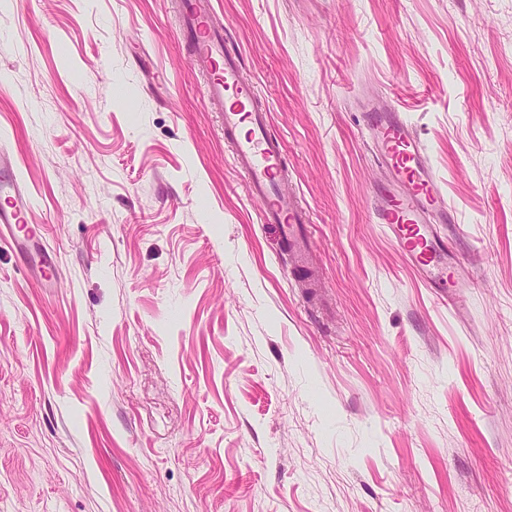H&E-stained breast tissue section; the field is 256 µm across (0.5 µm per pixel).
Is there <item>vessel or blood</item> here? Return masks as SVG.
<instances>
[{"label":"vessel or blood","mask_w":512,"mask_h":512,"mask_svg":"<svg viewBox=\"0 0 512 512\" xmlns=\"http://www.w3.org/2000/svg\"><path fill=\"white\" fill-rule=\"evenodd\" d=\"M175 5L180 17L177 35L188 43L194 67L207 77L204 100L221 116L224 138L233 146L234 166L260 203L264 223L279 225L285 253L298 266L308 267V210L281 190L285 148L269 129L270 114L258 104L255 83L244 78L240 55L230 47L211 0H175ZM366 118L372 127L373 152L391 173L390 184L376 193V219L389 227L396 247L425 285L446 296L459 286L463 269L432 223L433 214L445 209L439 181L419 137L399 113L370 112ZM31 207L32 197L17 174L15 160L0 155V234L20 252L39 239L35 226L27 222Z\"/></svg>","instance_id":"vessel-or-blood-1"}]
</instances>
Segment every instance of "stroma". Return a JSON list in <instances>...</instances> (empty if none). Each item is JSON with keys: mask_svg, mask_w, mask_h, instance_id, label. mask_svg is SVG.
I'll use <instances>...</instances> for the list:
<instances>
[{"mask_svg": "<svg viewBox=\"0 0 512 512\" xmlns=\"http://www.w3.org/2000/svg\"><path fill=\"white\" fill-rule=\"evenodd\" d=\"M286 147L318 282L232 164L174 0H0V512H512V0H213ZM400 112L472 285L373 212ZM32 197L16 171V161L0 155V234L12 247L23 252L41 238L34 225H28Z\"/></svg>", "mask_w": 512, "mask_h": 512, "instance_id": "35a3bbf8", "label": "stroma"}]
</instances>
